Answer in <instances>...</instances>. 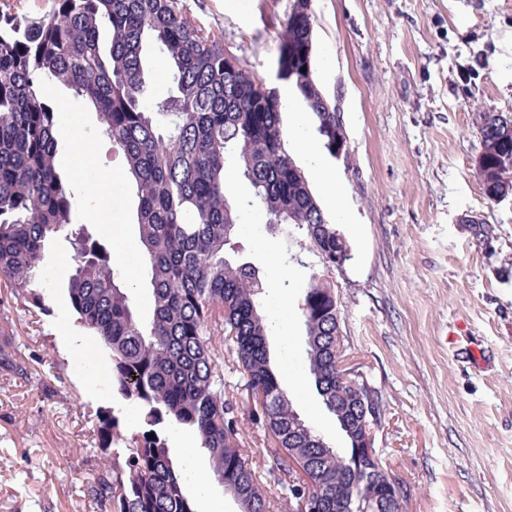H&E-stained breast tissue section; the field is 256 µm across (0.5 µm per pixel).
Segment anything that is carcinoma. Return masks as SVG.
<instances>
[{
	"instance_id": "cac0c4a2",
	"label": "carcinoma",
	"mask_w": 512,
	"mask_h": 512,
	"mask_svg": "<svg viewBox=\"0 0 512 512\" xmlns=\"http://www.w3.org/2000/svg\"><path fill=\"white\" fill-rule=\"evenodd\" d=\"M311 0L288 14L277 77L292 84L313 113L323 147L345 150L341 113L313 79ZM171 66L173 93L152 104L144 76L146 45ZM306 71H301V68ZM66 77L72 95L100 114L102 132L123 154V190L136 200L142 261L150 273L152 316L136 313L130 288L110 254L86 228L56 165V112L47 84ZM278 91L224 56L220 41L198 29L175 0H54L33 20L0 18V279L43 310L37 271L52 243L69 244L75 272L61 286L77 322L106 349L112 387L140 409L127 434L101 410L94 447L110 457L88 482V495L110 512H196L188 475L158 426L193 431L215 480L234 489L243 512H269V493L239 452L242 440L224 400L220 322L233 343L253 411L263 418L281 493L307 492L314 512H403L387 493L388 474L367 458L353 462L365 435L360 395L336 378V344L344 341L336 292L327 271L351 248L325 215L282 132ZM482 140L476 167L490 200L512 194V115L478 112ZM249 182L267 223L300 234L322 270L310 273L302 298L309 372L335 415L347 448L324 442L293 409L267 355L272 324L260 310L259 268L235 260L241 206L225 191L227 166ZM484 245L494 228L468 220ZM0 371L29 373L0 347ZM125 448L124 459L112 448Z\"/></svg>"
}]
</instances>
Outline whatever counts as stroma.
Segmentation results:
<instances>
[{
	"mask_svg": "<svg viewBox=\"0 0 512 512\" xmlns=\"http://www.w3.org/2000/svg\"><path fill=\"white\" fill-rule=\"evenodd\" d=\"M176 3L244 68L277 85L294 0ZM311 10L314 78L340 110L347 143L341 155L318 157L339 175L336 200L318 182L310 188L351 247L331 277L345 353L379 397L378 456L403 488V512H512V196L485 198L473 124L477 112L512 115V0H313ZM47 96L63 120L57 165L74 194V223L109 247L119 235L137 238L135 202L122 189L86 200L90 178L125 170L96 111L57 82ZM73 117L91 154L83 172L65 127ZM227 178L245 204L244 257L256 260L263 242L284 268L266 270L261 294L273 323L271 364L306 424L343 447L307 376L299 304L305 267L320 260L301 238L271 232L263 211L247 204L249 183L233 170ZM471 217L493 225L490 243L472 239ZM73 270L68 244L55 243L39 273L41 311L0 282V346L13 345L31 371L0 374V512H101L86 495L104 464L91 445L96 413L115 410L127 431L138 428L137 406L113 390L107 354L61 290ZM221 370L241 453L273 485L263 422L246 409L232 353Z\"/></svg>",
	"mask_w": 512,
	"mask_h": 512,
	"instance_id": "obj_1",
	"label": "stroma"
}]
</instances>
